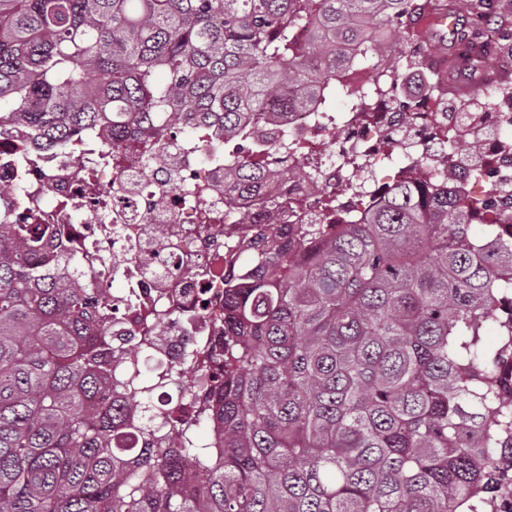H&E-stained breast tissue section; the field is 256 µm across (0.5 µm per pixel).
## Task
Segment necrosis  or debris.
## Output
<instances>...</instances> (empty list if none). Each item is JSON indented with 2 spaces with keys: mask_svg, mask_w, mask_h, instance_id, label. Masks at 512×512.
<instances>
[{
  "mask_svg": "<svg viewBox=\"0 0 512 512\" xmlns=\"http://www.w3.org/2000/svg\"><path fill=\"white\" fill-rule=\"evenodd\" d=\"M347 56L336 72L337 83L350 93L345 110L325 111L318 94L260 122L277 140L300 144L294 164L305 180L265 179L240 193L228 210L223 140L203 133L190 148L169 135L147 162L129 136L118 149L124 161L115 168L99 162L102 152L113 149L111 129L101 128L95 138L72 139L65 149L34 150L23 169L9 148H1L0 184L20 181L26 189L20 200L0 196V224L25 218L71 225L74 243L91 244L98 259L97 287L117 279L131 297L117 317L119 330L150 334L139 314L177 305L194 312L200 294H207L208 314L171 318L152 334L158 359L170 368L189 351L207 348L215 319L224 315V274L216 258L235 268L259 266L261 253H240V244L260 231L272 244L302 238L307 225L320 220L324 196L354 211L384 194L386 171L416 188L452 171L470 189L489 192L498 211L512 217V101L497 99L498 87L488 76L480 81L490 111L449 112L444 96L402 86L405 74L430 65L419 42H412L402 72L366 43L349 46ZM469 141L474 151L462 152L460 143ZM87 168L96 170V193L109 196L110 208L94 206V193L82 181Z\"/></svg>",
  "mask_w": 512,
  "mask_h": 512,
  "instance_id": "4bbe7bcc",
  "label": "necrosis or debris"
}]
</instances>
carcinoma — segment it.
<instances>
[{
  "label": "carcinoma",
  "mask_w": 512,
  "mask_h": 512,
  "mask_svg": "<svg viewBox=\"0 0 512 512\" xmlns=\"http://www.w3.org/2000/svg\"><path fill=\"white\" fill-rule=\"evenodd\" d=\"M458 3L460 44L493 11ZM413 21L411 0H0V138L110 120L149 160L206 128L229 181L293 178L275 144L261 166L230 151L288 88L328 93L348 46L382 54ZM492 206L451 179L389 184L361 221L240 270L224 347L136 378L121 404L114 368L151 346L112 347L123 298L36 269L52 240L75 260L65 225L0 224V512H492L512 496V222L472 233ZM209 365L217 386L186 427L177 406ZM163 389L178 396L159 409Z\"/></svg>",
  "instance_id": "1"
}]
</instances>
